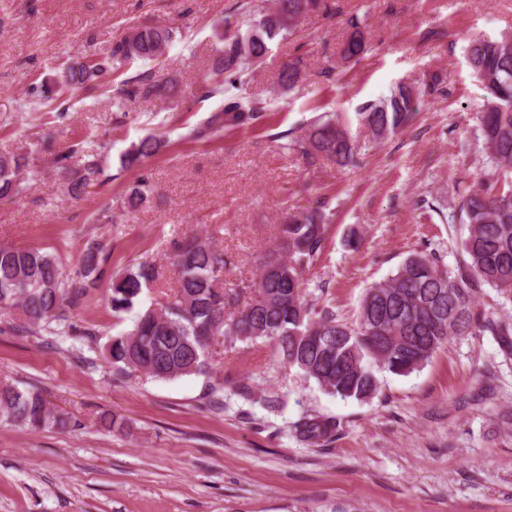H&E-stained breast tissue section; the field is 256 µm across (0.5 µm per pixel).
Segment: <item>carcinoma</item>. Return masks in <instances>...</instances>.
Returning a JSON list of instances; mask_svg holds the SVG:
<instances>
[{
  "label": "carcinoma",
  "mask_w": 512,
  "mask_h": 512,
  "mask_svg": "<svg viewBox=\"0 0 512 512\" xmlns=\"http://www.w3.org/2000/svg\"><path fill=\"white\" fill-rule=\"evenodd\" d=\"M257 14L252 27L242 33L224 19L217 32L221 45L201 84L203 96L222 95L248 82L254 68L269 51V42L291 35L301 19L331 13L329 0H273L269 7L246 0L240 9ZM341 49L345 62L358 61L366 50L360 21ZM176 38L169 27H136L112 45L104 58L86 57L70 63L54 85L37 94V102L63 97L81 89L112 92L107 82L110 69L162 57ZM468 65L486 91L479 121L483 150L491 172L477 186L460 196L457 219L467 228L460 242L463 264L453 273L441 270L435 255H409L397 272L373 285L364 295L355 324L341 322L327 310L312 315L305 299L302 272L313 264L323 247L333 213L327 203L288 215L275 243L259 261L257 278L239 290H225L228 260L209 238L174 240L169 254L177 273L175 290L142 312L133 329L106 346L107 361L134 368L162 380L207 372L211 342L206 336L231 341L263 338L271 341L275 355L314 380L329 394L363 401L378 389L376 372L407 376L423 368L454 336L486 332L512 347V323L486 318L477 309L484 287L512 294V184L495 176L512 172V32L493 39L483 35L470 41ZM300 68L289 63L280 70L277 83L292 89ZM164 83L152 73H140L121 82L119 94L146 101L162 98ZM422 96L401 86L390 97L368 103L358 112L361 125L376 140L403 131L419 112ZM268 111L261 99L231 95L224 107L190 130V138L210 139L226 130L256 126ZM165 140L149 135L133 145L122 158L125 168L159 154ZM286 148L305 157H322L340 167L356 163L347 132L326 115L314 117L304 134ZM71 152L56 153L52 163L67 179V193L78 199L101 183L104 169L96 153L83 163L70 164ZM27 158L0 155V201H12L30 190L34 176H22ZM147 179H141L128 195L127 208L135 211L148 199ZM105 246L91 243L80 258L75 274L59 270L56 259L37 248L0 246V307H18L25 323L52 328L58 334L74 329L71 313L90 290L97 287ZM163 277L151 262L143 261L112 278L108 297L112 311L131 310L143 289ZM237 312L225 317V307ZM0 422L33 428L66 430L80 426L65 413L54 412L39 391L0 385ZM336 431V422L305 416L296 435L316 445Z\"/></svg>",
  "instance_id": "cac0c4a2"
}]
</instances>
